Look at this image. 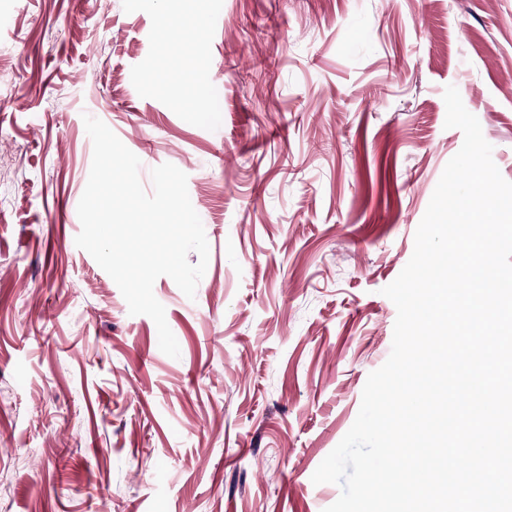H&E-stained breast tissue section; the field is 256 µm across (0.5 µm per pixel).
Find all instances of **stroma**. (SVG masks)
I'll use <instances>...</instances> for the list:
<instances>
[{
    "instance_id": "1",
    "label": "stroma",
    "mask_w": 512,
    "mask_h": 512,
    "mask_svg": "<svg viewBox=\"0 0 512 512\" xmlns=\"http://www.w3.org/2000/svg\"><path fill=\"white\" fill-rule=\"evenodd\" d=\"M0 0V512H324L312 475L388 359L383 295L461 130L512 181V0ZM165 81H156V74ZM192 100L175 108L176 96ZM102 120L186 173L209 260L154 295L179 358L75 238ZM192 1H181L183 7L164 16L165 41L171 48H176L178 39L184 33L199 27L198 17L186 6Z\"/></svg>"
}]
</instances>
